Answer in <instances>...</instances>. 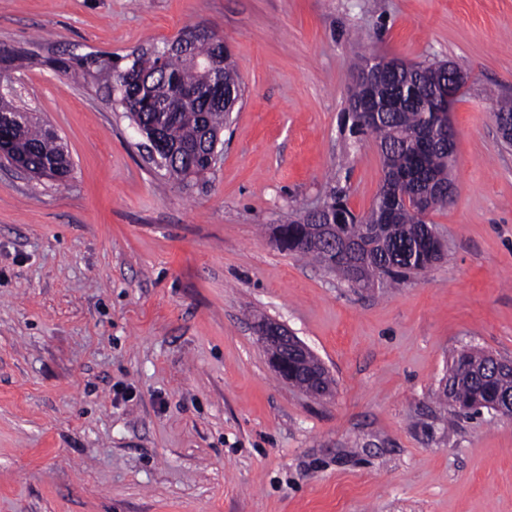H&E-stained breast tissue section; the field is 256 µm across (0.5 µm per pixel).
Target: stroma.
Instances as JSON below:
<instances>
[{
	"label": "stroma",
	"mask_w": 512,
	"mask_h": 512,
	"mask_svg": "<svg viewBox=\"0 0 512 512\" xmlns=\"http://www.w3.org/2000/svg\"><path fill=\"white\" fill-rule=\"evenodd\" d=\"M198 26L243 86L201 186L147 162L104 85L49 64ZM27 45L1 77L73 170L0 166V512H512V420L442 396L460 352L512 360V0H0V51ZM361 55L467 75L454 190L426 216L444 255L401 288H350L272 234L335 187L375 201ZM267 318L329 395L272 370ZM259 341L265 347L275 348V355H270L269 361L275 373L296 386L293 380V374L289 368V357L298 358L301 354L308 365L313 368L317 374L320 373L321 366L313 361L307 354L306 345L296 336H294L287 327L280 323L265 324L258 326Z\"/></svg>",
	"instance_id": "1"
}]
</instances>
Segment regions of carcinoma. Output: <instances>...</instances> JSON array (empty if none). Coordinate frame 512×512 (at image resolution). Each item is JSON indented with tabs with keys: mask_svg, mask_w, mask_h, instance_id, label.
<instances>
[{
	"mask_svg": "<svg viewBox=\"0 0 512 512\" xmlns=\"http://www.w3.org/2000/svg\"><path fill=\"white\" fill-rule=\"evenodd\" d=\"M212 47L205 41L178 45L167 55L138 53L129 65L120 66L108 56L102 63L112 67V91L109 97L122 104L130 99L137 105L145 100L153 108L129 111L127 117L146 137L158 130L176 154L168 162L159 157L157 167L177 179L201 176L208 172V154L220 140L229 114L221 107L199 104L194 112H169L167 106L183 89L205 88L211 75L206 69ZM93 65L87 55H71L60 61V69L71 80H85ZM224 85L242 95L241 78L229 63L220 73ZM445 78V63L419 66L416 80L420 91L411 95L406 88V106L378 123L365 125L361 113L353 112L354 128L372 133L383 149V164L389 179L365 215H356L343 205V223H303L290 218L274 228V237L283 239L285 249L309 258L326 269L336 266V249L345 241L359 246L366 278L354 282L364 287L374 276L393 285L405 282L411 273L424 271L441 255L442 244L425 215L417 212L414 200L434 198L439 184L453 166L455 151L448 150V137L436 114L439 101L431 98L430 89ZM5 152L20 160L27 174L63 180L71 172V162L56 132L47 123L22 117L5 131ZM297 382L305 393L317 397L331 392L333 380L321 379L322 393H317L306 379L305 363L299 364ZM512 392V375L494 372L482 364L479 354L462 352L453 360L443 394L460 409H472L491 401L494 395Z\"/></svg>",
	"mask_w": 512,
	"mask_h": 512,
	"instance_id": "carcinoma-1",
	"label": "carcinoma"
}]
</instances>
